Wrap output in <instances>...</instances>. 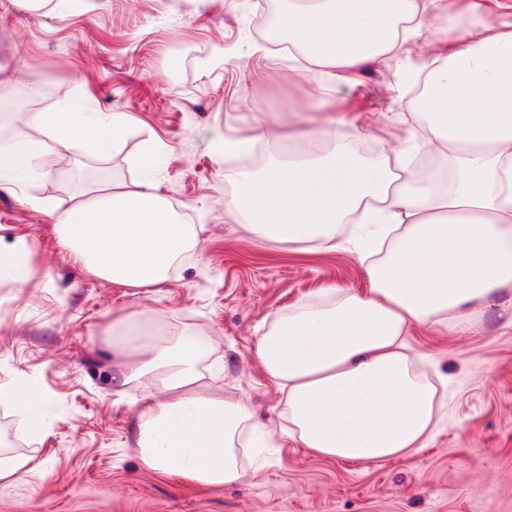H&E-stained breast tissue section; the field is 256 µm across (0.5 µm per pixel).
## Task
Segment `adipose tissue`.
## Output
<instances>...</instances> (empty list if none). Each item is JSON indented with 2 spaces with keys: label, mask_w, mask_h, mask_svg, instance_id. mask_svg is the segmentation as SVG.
Instances as JSON below:
<instances>
[{
  "label": "adipose tissue",
  "mask_w": 512,
  "mask_h": 512,
  "mask_svg": "<svg viewBox=\"0 0 512 512\" xmlns=\"http://www.w3.org/2000/svg\"><path fill=\"white\" fill-rule=\"evenodd\" d=\"M459 0H288L281 23L288 44L318 71L319 93L334 98L368 61L394 57L400 44L434 36L452 44L448 56L404 69L420 86L415 122L429 149L448 154L443 181L419 170L418 152L404 147L396 164L385 153L354 155L334 127L311 128L292 145L255 117L243 139L215 134L214 151L264 147L261 166L236 173L226 204L255 238L278 245L311 243L333 251L340 225L358 228L348 244L369 257L368 286L324 289L319 297L275 314L256 357L284 394L280 417L310 454L352 462L404 457L443 421L435 386L416 369L405 337L415 326H460L488 309L512 323V0L496 13L484 0L470 12L483 25L477 38L453 25ZM37 136L0 139V192L30 194L50 152L78 148L105 161L134 131L123 112H87L75 101L30 112ZM166 147L145 141L141 178L133 188L89 185L57 216L71 257L94 276L134 288L169 279L199 231L157 192ZM22 239L0 249V279L24 289L35 277ZM114 359H130L120 386L139 385L136 452L148 467L206 487L244 481L240 448L264 435L245 403L205 383L194 329L178 319L153 325L132 311L112 329ZM0 402L41 432L44 399L23 382L0 388Z\"/></svg>",
  "instance_id": "ef3b65f1"
}]
</instances>
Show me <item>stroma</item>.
<instances>
[{
  "instance_id": "35a3bbf8",
  "label": "stroma",
  "mask_w": 512,
  "mask_h": 512,
  "mask_svg": "<svg viewBox=\"0 0 512 512\" xmlns=\"http://www.w3.org/2000/svg\"><path fill=\"white\" fill-rule=\"evenodd\" d=\"M260 0H93L89 14L61 21L0 0V59L43 96L0 122V135L34 134L25 112L82 96L90 108L125 112L135 134L108 161L51 153L32 194L64 209L77 187L131 185L142 141L167 144L160 194L199 225L200 257H186L162 284L132 288L88 273L62 245L54 215L0 193V245L26 239L37 275L24 291L0 280V384L29 380L46 404L47 430L29 438L0 405V431L17 425L13 455L33 458L0 481V512H512V326L498 311L464 327H413L422 370L443 382L447 420L410 455L354 463L310 455L284 433L283 394L255 356L265 325L328 287L364 290L352 250L288 248L258 241L224 200L237 158L211 153L213 129L249 136L255 115L289 130L328 112L353 153L396 160L409 138L388 119L392 99L413 93L398 61L420 66L448 51L436 38L401 45L365 64L358 83L321 107L314 72L270 53L259 32ZM137 310L153 321L194 326L220 366L217 390L253 407L271 450L241 484L211 488L147 468L135 451V414L117 402L121 368L105 340L113 319Z\"/></svg>"
}]
</instances>
